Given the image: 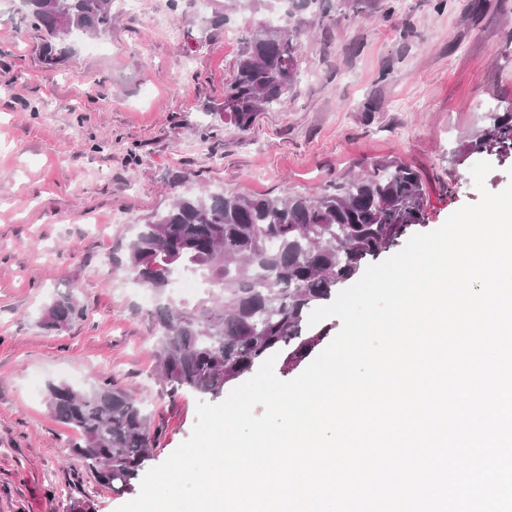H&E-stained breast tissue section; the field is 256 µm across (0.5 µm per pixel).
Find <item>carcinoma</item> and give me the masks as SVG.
<instances>
[{
  "mask_svg": "<svg viewBox=\"0 0 512 512\" xmlns=\"http://www.w3.org/2000/svg\"><path fill=\"white\" fill-rule=\"evenodd\" d=\"M43 31L44 61L64 51L63 30L89 37L112 27V0H26ZM235 78L224 85V112L241 130L257 112L284 105L296 83L299 34L266 25L246 32ZM472 147L512 155V112L489 113ZM420 174L396 159L371 162L316 195L224 192L182 195L143 226L124 270L158 290L172 266L210 284L194 309L169 303L155 312L159 366L171 395H217L269 355L286 352L293 367L323 340L304 335L308 312L357 277L424 222ZM84 315L70 294L47 307L44 325L63 328ZM51 414L72 429V452L103 486L130 488L155 439L152 421L128 390L109 382L81 391L61 383L47 391Z\"/></svg>",
  "mask_w": 512,
  "mask_h": 512,
  "instance_id": "obj_1",
  "label": "carcinoma"
}]
</instances>
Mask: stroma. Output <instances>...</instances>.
<instances>
[{
  "label": "stroma",
  "instance_id": "1",
  "mask_svg": "<svg viewBox=\"0 0 512 512\" xmlns=\"http://www.w3.org/2000/svg\"><path fill=\"white\" fill-rule=\"evenodd\" d=\"M277 0H112V27L56 64L24 0H0V512H116L138 488L100 485L49 411V384L108 380L151 415L163 462L193 429L199 395L157 375L159 297L123 269L143 224L199 191L310 195L382 157L420 174L422 231L512 183V156L453 153L512 110V0H330L292 9L298 81L239 130L222 115L246 30ZM73 295L82 318L43 324Z\"/></svg>",
  "mask_w": 512,
  "mask_h": 512
}]
</instances>
